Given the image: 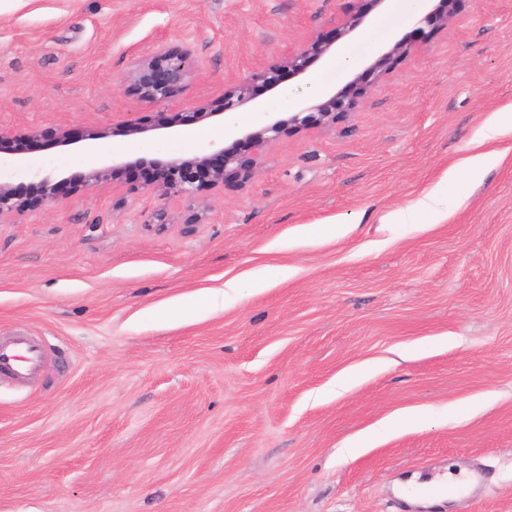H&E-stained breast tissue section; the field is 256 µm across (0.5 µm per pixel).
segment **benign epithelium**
<instances>
[{
  "label": "benign epithelium",
  "instance_id": "obj_1",
  "mask_svg": "<svg viewBox=\"0 0 512 512\" xmlns=\"http://www.w3.org/2000/svg\"><path fill=\"white\" fill-rule=\"evenodd\" d=\"M354 12L343 15H330L325 25L330 28L329 35H316L298 46H290L283 53L253 68L241 81L224 86V93L218 103L199 101L192 105L191 112L164 113L152 112L125 120L128 134H145L161 128H169L191 121L203 122L215 115L214 106L225 112L244 106L254 100L252 89L263 86L273 89L284 76L300 77L309 64L316 58L327 57L335 52L334 44L340 38L354 32L362 23L364 14L362 2L356 0ZM466 0H439L435 10L423 17V22L433 23L439 29H446L459 14ZM415 46L399 39L381 54L370 66L373 82L363 81L359 74L352 80L355 90L351 94L341 93L321 103L308 102L298 112L286 118L269 122L257 133L245 134L240 143L246 145L251 153L252 168L243 169L240 156L229 153L215 141L210 142L200 152L190 158L175 157L164 163L154 165L155 173L148 179L133 183L132 189L158 196L180 197L194 209V223L200 224L206 219L208 208L203 193L224 186L231 178L248 180L254 175V169L262 164L268 146L283 136H295L311 129H329L343 121L349 114L359 111L366 99L372 94L375 84L388 75L399 62L409 57ZM196 76L191 50L181 52L157 46L143 57L135 59L128 69L124 83L147 103H159L170 98L178 89L184 87ZM39 137V132L29 129L25 132H11L0 129V143H11L16 154L25 150V144ZM127 164L108 166L95 165L88 172L83 187L94 190L103 188L109 180L124 178ZM33 206L31 202L20 200L12 186L0 180V221L19 216Z\"/></svg>",
  "mask_w": 512,
  "mask_h": 512
}]
</instances>
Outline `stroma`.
<instances>
[{
  "label": "stroma",
  "instance_id": "obj_1",
  "mask_svg": "<svg viewBox=\"0 0 512 512\" xmlns=\"http://www.w3.org/2000/svg\"><path fill=\"white\" fill-rule=\"evenodd\" d=\"M352 9L0 0V128L40 132L22 159L0 152V177L71 185L0 222V336L45 342L36 380L0 378V512H512V0H470L445 30L398 0L372 9L342 40L358 69L401 38L414 52L344 122L274 141L248 182L205 192L204 223L178 197L81 186L94 162L193 156L182 127L133 136L124 120L217 100ZM159 45L198 71L151 105L123 77ZM305 98L287 77L233 110L234 131L204 127L230 148ZM64 127L76 141L55 146ZM475 153L480 178L461 169ZM432 192L445 219L400 222ZM408 410L430 424L383 428ZM477 467L472 498L402 493Z\"/></svg>",
  "mask_w": 512,
  "mask_h": 512
}]
</instances>
